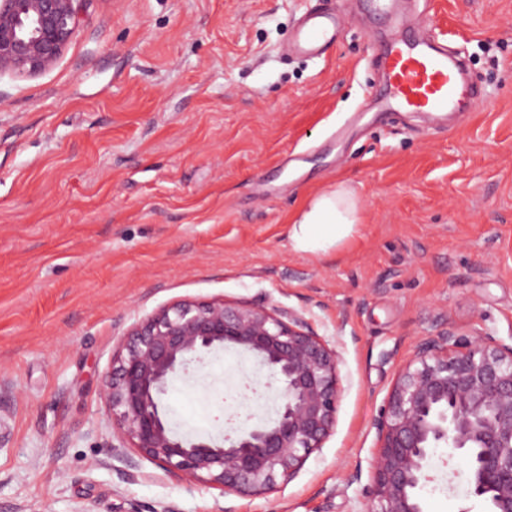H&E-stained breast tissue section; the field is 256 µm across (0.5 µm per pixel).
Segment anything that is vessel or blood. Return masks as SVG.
I'll list each match as a JSON object with an SVG mask.
<instances>
[{"instance_id": "1", "label": "vessel or blood", "mask_w": 512, "mask_h": 512, "mask_svg": "<svg viewBox=\"0 0 512 512\" xmlns=\"http://www.w3.org/2000/svg\"><path fill=\"white\" fill-rule=\"evenodd\" d=\"M397 0H365L368 10L380 12L387 29L377 47L383 83L365 102V111L422 112L443 117L463 110L474 90L466 80V62L432 39L422 23L410 22L396 7ZM344 18L338 0H318L300 20L292 46L307 59L326 57L338 42Z\"/></svg>"}]
</instances>
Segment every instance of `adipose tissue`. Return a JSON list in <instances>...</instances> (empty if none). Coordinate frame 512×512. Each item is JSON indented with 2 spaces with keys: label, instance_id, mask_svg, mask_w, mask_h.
Wrapping results in <instances>:
<instances>
[{
  "label": "adipose tissue",
  "instance_id": "1",
  "mask_svg": "<svg viewBox=\"0 0 512 512\" xmlns=\"http://www.w3.org/2000/svg\"><path fill=\"white\" fill-rule=\"evenodd\" d=\"M360 202L344 185L313 197L288 229L293 250L326 253L351 237L360 224Z\"/></svg>",
  "mask_w": 512,
  "mask_h": 512
}]
</instances>
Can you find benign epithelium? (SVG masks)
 Returning a JSON list of instances; mask_svg holds the SVG:
<instances>
[{
    "label": "benign epithelium",
    "instance_id": "obj_1",
    "mask_svg": "<svg viewBox=\"0 0 512 512\" xmlns=\"http://www.w3.org/2000/svg\"><path fill=\"white\" fill-rule=\"evenodd\" d=\"M83 0H0V74L53 67L72 39ZM234 347L252 354L279 384L270 426L188 439L161 407L171 379L192 360ZM336 348L296 312L183 300L135 321L112 358L105 402L121 448H132L177 480L226 494L266 493L293 480L336 424ZM372 495L357 512H423L430 451L460 455L470 493L493 512H512V335L465 338L448 325L418 341L375 423Z\"/></svg>",
    "mask_w": 512,
    "mask_h": 512
}]
</instances>
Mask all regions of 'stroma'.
<instances>
[{"mask_svg": "<svg viewBox=\"0 0 512 512\" xmlns=\"http://www.w3.org/2000/svg\"><path fill=\"white\" fill-rule=\"evenodd\" d=\"M314 3L85 0L55 66L0 75V512H355L416 342L444 323L512 335V0H418L481 93L449 127L355 120L381 26L344 0L331 56L291 55ZM341 182L357 233L295 252L289 225ZM186 299L290 308L335 346V428L288 484L225 495L144 459L123 478L112 355L132 322ZM278 394L227 348L177 374L162 406L178 434L220 439L272 423ZM420 497L491 512L463 481Z\"/></svg>", "mask_w": 512, "mask_h": 512, "instance_id": "1", "label": "stroma"}]
</instances>
